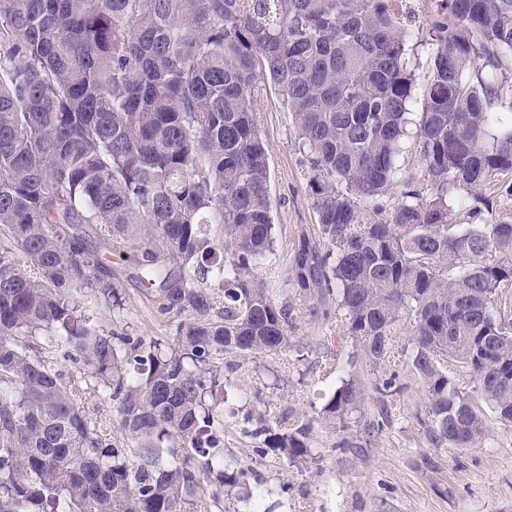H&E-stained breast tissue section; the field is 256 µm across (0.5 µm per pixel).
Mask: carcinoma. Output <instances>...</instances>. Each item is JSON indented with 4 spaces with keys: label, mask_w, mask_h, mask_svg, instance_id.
Wrapping results in <instances>:
<instances>
[{
    "label": "carcinoma",
    "mask_w": 512,
    "mask_h": 512,
    "mask_svg": "<svg viewBox=\"0 0 512 512\" xmlns=\"http://www.w3.org/2000/svg\"><path fill=\"white\" fill-rule=\"evenodd\" d=\"M509 60L512 0H439L420 24L392 0H0V512H238L252 499L257 476L224 459L217 360L298 347L288 307L253 274L274 244L263 84L316 194L323 246L302 242L294 282L336 296L356 352L385 370L378 394L404 367L418 378L434 447L480 443L485 406L512 425V217L483 194L512 175V111H494ZM413 147L425 192L405 169ZM382 200L387 216L367 218ZM472 202L488 218L454 223ZM96 224L137 245L161 311L189 317L172 344L87 315L85 296L119 300ZM209 224L224 226L221 252ZM199 272L224 290L217 318ZM65 362L116 404L118 436ZM361 405L349 379L320 414L343 422ZM251 434L258 455H309L304 423ZM66 378L71 381V384L76 388L77 393L82 396L85 405L90 410L91 417L95 420L103 433L110 436L119 435L117 431V412L116 405L107 396L92 393L91 390L86 389L83 381V374L78 366L64 365L62 368Z\"/></svg>",
    "instance_id": "carcinoma-1"
}]
</instances>
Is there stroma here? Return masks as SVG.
I'll return each mask as SVG.
<instances>
[{"instance_id": "1", "label": "stroma", "mask_w": 512, "mask_h": 512, "mask_svg": "<svg viewBox=\"0 0 512 512\" xmlns=\"http://www.w3.org/2000/svg\"><path fill=\"white\" fill-rule=\"evenodd\" d=\"M256 122L266 149L271 188L274 250L256 269L290 309L297 351L253 358L228 354L224 386L228 405L246 396L252 407L285 426H310L307 461L255 455L257 440L239 418L228 419L224 446L261 480L253 488L264 512H512V426L487 413V434L474 448L434 447L417 420L422 392L411 371H402L399 391L389 397L375 389L372 369L356 356L343 318L310 314L315 289L292 283V260L302 237L318 238V216L309 165L281 95L263 86ZM122 290L121 308L89 297L85 308L104 331L147 338L174 335L180 319L161 313L153 294L140 284L133 244H111L103 228L90 232ZM63 371L81 394L103 433L117 431L116 406L87 389L81 369ZM356 379L363 403L347 426H334L317 412L342 382Z\"/></svg>"}]
</instances>
